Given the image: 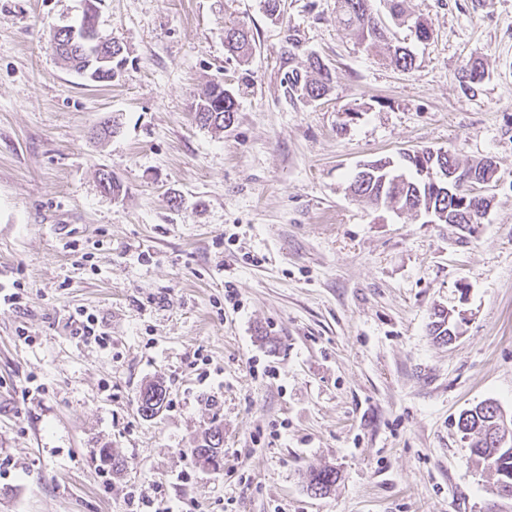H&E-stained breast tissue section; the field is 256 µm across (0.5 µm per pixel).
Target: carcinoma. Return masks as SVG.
I'll use <instances>...</instances> for the list:
<instances>
[{
  "mask_svg": "<svg viewBox=\"0 0 512 512\" xmlns=\"http://www.w3.org/2000/svg\"><path fill=\"white\" fill-rule=\"evenodd\" d=\"M374 0H335L336 20L357 43L369 51L384 49L395 67L409 71L414 66V56L406 46L394 41V35L374 12ZM387 12L394 24L402 26L409 19L406 0H384ZM72 26L55 28L50 43L64 64L83 79L94 83L108 82L107 71L101 69L96 44L71 43ZM224 47L233 57L248 60L255 48L253 40L243 26L230 22L224 24ZM485 77L484 67L477 62H468L462 70V86L465 91L477 93ZM336 79L335 71L320 57H307L306 70H291L288 73L286 93L288 97L316 101L331 88ZM194 120L204 128L222 131L235 123L238 103L234 92L221 81H212L198 94L193 105ZM405 172L396 173L394 160L384 157L364 162L365 168L358 170L348 186L351 195L375 208L393 211L422 212L430 214L432 223H469L478 221L486 213V200L471 194L469 185L462 184L450 191L448 185H434L422 175L423 170L447 168L459 179L474 177L485 180L494 172L492 164L479 160L463 165L450 152L431 149L415 150L402 156ZM431 332L442 343L452 341L457 320L450 310L439 309L433 313ZM149 403H139L142 416L156 415L164 406L167 393L160 384H151L140 391ZM460 427L471 436L470 462L487 471L493 480V492L509 487L512 489V444L503 448L494 446V438L504 423V415L494 401H484L463 413ZM223 433L218 425H211L204 432L202 443L191 449L201 467L211 465L216 459L220 442L216 435ZM338 473L332 467L312 470L307 476V489L318 488L320 494L330 492L336 484Z\"/></svg>",
  "mask_w": 512,
  "mask_h": 512,
  "instance_id": "obj_1",
  "label": "carcinoma"
}]
</instances>
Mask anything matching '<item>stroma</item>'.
Listing matches in <instances>:
<instances>
[{"instance_id": "stroma-1", "label": "stroma", "mask_w": 512, "mask_h": 512, "mask_svg": "<svg viewBox=\"0 0 512 512\" xmlns=\"http://www.w3.org/2000/svg\"><path fill=\"white\" fill-rule=\"evenodd\" d=\"M97 7L127 57L114 83L50 45L82 0H0V290L23 292L0 301V512H127L155 485L177 512H486L458 420L487 400L512 419V0H408L432 36L397 29L405 72L342 30L335 0H285L280 19L262 0ZM229 20L248 61L224 50ZM311 54L335 82L288 99ZM213 80L239 107L220 132L191 116ZM421 148L494 162L472 232L349 194L360 163ZM463 287L462 334L436 342L431 313ZM79 307L107 348L73 336ZM152 382L167 401L145 418ZM214 422L224 464L205 471L191 450ZM103 448L123 462L108 481ZM325 466L339 478L317 496L306 477ZM224 47L231 56L247 61L252 56L255 45L243 26L230 21L224 24ZM143 396L146 397L145 405L143 401ZM139 411L141 412L143 417H153L156 415L160 409L164 406L167 393L166 389L160 384H151L145 387L140 391L139 394ZM153 399H156L153 404H149V402Z\"/></svg>"}]
</instances>
